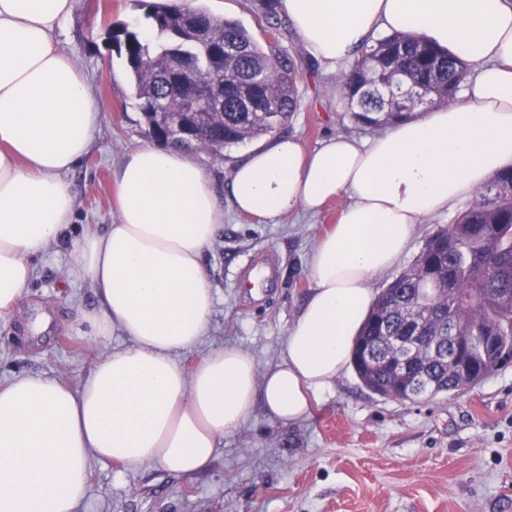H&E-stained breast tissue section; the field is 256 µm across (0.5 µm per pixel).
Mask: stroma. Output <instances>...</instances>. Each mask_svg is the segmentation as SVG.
Wrapping results in <instances>:
<instances>
[{"instance_id": "stroma-1", "label": "stroma", "mask_w": 512, "mask_h": 512, "mask_svg": "<svg viewBox=\"0 0 512 512\" xmlns=\"http://www.w3.org/2000/svg\"><path fill=\"white\" fill-rule=\"evenodd\" d=\"M258 3L189 0L259 38L267 22ZM277 22L276 47L292 54L302 72L300 107L281 136L309 149L337 134L372 137L373 129L346 117L338 72L312 63L287 19ZM117 24L145 29L138 0H78L57 33L87 73L103 113L90 153L65 177L76 201L71 224L33 257L22 302L0 317V385L31 374L75 387L130 343L117 331L94 336L82 319L95 304L93 290L71 273L74 241L116 216L113 163L128 147L151 140L126 60L112 46ZM248 151L242 145L220 158L195 154L214 184L224 226L203 255L215 301L201 343L178 357L188 370L203 352L228 344L248 351L259 370L279 361L310 292L306 258L349 201L344 195L320 214L293 211L275 224L242 215L230 184ZM77 512H512V365L474 389L418 402L376 395L345 368L295 423L256 407L198 474L92 460Z\"/></svg>"}]
</instances>
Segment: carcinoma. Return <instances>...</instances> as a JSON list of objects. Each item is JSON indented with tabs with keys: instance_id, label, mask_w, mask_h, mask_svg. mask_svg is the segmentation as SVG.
Listing matches in <instances>:
<instances>
[{
	"instance_id": "obj_1",
	"label": "carcinoma",
	"mask_w": 512,
	"mask_h": 512,
	"mask_svg": "<svg viewBox=\"0 0 512 512\" xmlns=\"http://www.w3.org/2000/svg\"><path fill=\"white\" fill-rule=\"evenodd\" d=\"M152 36L112 28L125 54L148 133L214 156L286 125L298 109L301 72L293 56L264 49L239 22L187 5L149 3ZM468 75L448 52L409 34L361 49L341 74L348 119L384 128L416 117L410 96L451 107ZM220 95L194 102L200 85ZM195 127L185 145L175 134ZM354 370L375 394L399 402L476 386L512 363V168L488 183L426 240L414 262L382 289L355 342Z\"/></svg>"
}]
</instances>
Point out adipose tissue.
I'll return each instance as SVG.
<instances>
[{
    "label": "adipose tissue",
    "instance_id": "obj_1",
    "mask_svg": "<svg viewBox=\"0 0 512 512\" xmlns=\"http://www.w3.org/2000/svg\"><path fill=\"white\" fill-rule=\"evenodd\" d=\"M76 0H0V316L34 275L31 259L70 224L65 176L91 150L101 105L56 33ZM309 57L353 64L383 34L408 33L465 63L461 100L360 142L337 136L306 150L278 138L233 172L243 215L275 221L346 206L306 262L309 297L280 361L257 371L235 345L192 370L178 352L204 336L214 304L203 251L223 222L211 180L186 151L130 147L112 167L115 223L85 231L72 272L97 297L83 315L95 336L120 330L113 351L70 387L24 375L0 386V512H77L91 459L129 467L204 470L226 436L263 405L284 424L351 360L373 300L418 224L453 211L512 166V0H277Z\"/></svg>",
    "mask_w": 512,
    "mask_h": 512
}]
</instances>
